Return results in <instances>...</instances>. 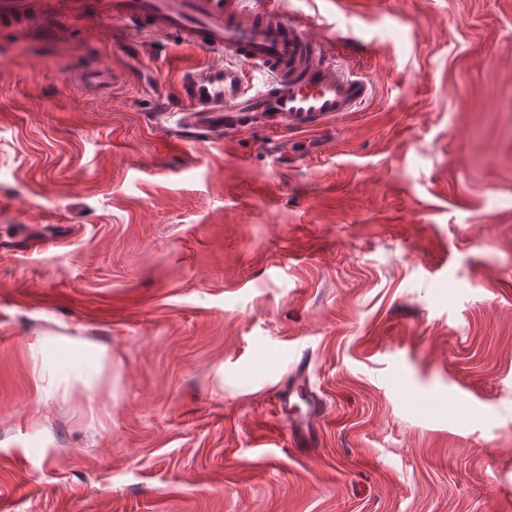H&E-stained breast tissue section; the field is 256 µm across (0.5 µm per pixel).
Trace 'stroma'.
<instances>
[{"mask_svg": "<svg viewBox=\"0 0 512 512\" xmlns=\"http://www.w3.org/2000/svg\"><path fill=\"white\" fill-rule=\"evenodd\" d=\"M275 2L363 111L171 148L222 54L0 26V512H512V0ZM115 79V75L108 68L87 69L80 75V82L86 90H99L106 88ZM302 391V388L293 389L290 385L288 388H282L277 396V407L280 419L288 427L291 444L300 448H310L317 445V425L324 417L325 410L315 401L306 414H298L295 410L296 404L291 403V396L296 395L301 400Z\"/></svg>", "mask_w": 512, "mask_h": 512, "instance_id": "35a3bbf8", "label": "stroma"}]
</instances>
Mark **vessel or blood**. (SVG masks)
Segmentation results:
<instances>
[{
    "instance_id": "b4317fda",
    "label": "vessel or blood",
    "mask_w": 512,
    "mask_h": 512,
    "mask_svg": "<svg viewBox=\"0 0 512 512\" xmlns=\"http://www.w3.org/2000/svg\"><path fill=\"white\" fill-rule=\"evenodd\" d=\"M87 17L173 34L186 47L223 54V65L183 69L175 100L157 99L151 121L168 124L176 144L257 126L314 130L330 116L358 111L374 93L370 81L345 69L337 53L310 33L306 20L286 17L274 7L252 12L244 0H53L49 5L0 0L1 24L35 22L59 37L69 20ZM252 67L266 75L258 91L248 82ZM114 79L106 68L80 76L89 91L106 88ZM303 383L299 376L293 386L281 389L277 407L291 443L310 448L317 444L325 410L316 402L306 414L296 412L291 397Z\"/></svg>"
}]
</instances>
